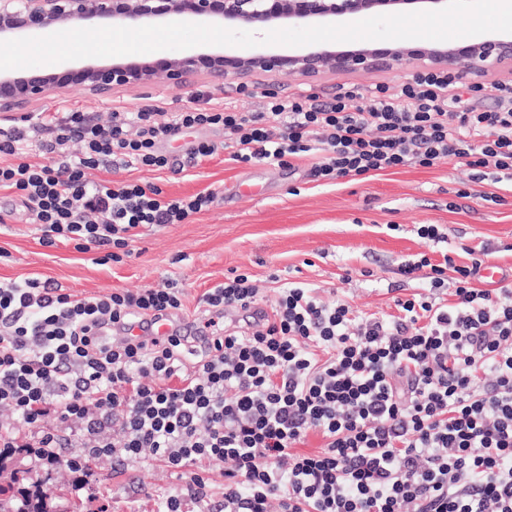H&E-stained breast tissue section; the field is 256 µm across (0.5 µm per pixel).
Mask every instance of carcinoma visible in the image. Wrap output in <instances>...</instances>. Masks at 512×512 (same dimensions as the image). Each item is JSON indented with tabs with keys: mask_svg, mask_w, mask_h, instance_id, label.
Returning a JSON list of instances; mask_svg holds the SVG:
<instances>
[{
	"mask_svg": "<svg viewBox=\"0 0 512 512\" xmlns=\"http://www.w3.org/2000/svg\"><path fill=\"white\" fill-rule=\"evenodd\" d=\"M25 454L22 448H0V477L10 480L9 488L0 487V512H59L42 480L20 468V457Z\"/></svg>",
	"mask_w": 512,
	"mask_h": 512,
	"instance_id": "carcinoma-1",
	"label": "carcinoma"
}]
</instances>
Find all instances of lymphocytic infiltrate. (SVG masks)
I'll return each instance as SVG.
<instances>
[{"label": "lymphocytic infiltrate", "mask_w": 512, "mask_h": 512, "mask_svg": "<svg viewBox=\"0 0 512 512\" xmlns=\"http://www.w3.org/2000/svg\"><path fill=\"white\" fill-rule=\"evenodd\" d=\"M483 91L442 70L376 85L363 108L345 91L325 103L272 93L258 113L195 100L173 112L116 110L106 125L69 110L0 131L11 158L0 190L35 215L42 245L102 248L117 262L140 230L187 223L212 197L91 183L86 170L168 167L161 144L198 128L222 129L224 142L193 144V166L223 148L236 163L311 158L314 177L331 182L448 159L465 161L473 181L511 182L512 82L493 86L491 111L477 104ZM74 138L78 156L66 151ZM485 263L481 252L467 266L448 255L402 265L408 278L425 272L432 291L396 300L391 319L360 318L301 287L280 289L260 312L248 276L232 274L202 297L212 334L190 365L191 337L126 333L181 310L176 283L81 297L37 278L1 281L0 409L38 428L51 416L78 423L85 458L183 474L159 512L207 497L192 471L205 460L232 463L224 512H267L274 495L280 512H512V286L477 287ZM446 289L453 303L442 302ZM240 310L255 312L254 328L224 329ZM312 433L322 451L297 453Z\"/></svg>", "instance_id": "obj_1"}]
</instances>
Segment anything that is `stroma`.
<instances>
[{
	"label": "stroma",
	"mask_w": 512,
	"mask_h": 512,
	"mask_svg": "<svg viewBox=\"0 0 512 512\" xmlns=\"http://www.w3.org/2000/svg\"><path fill=\"white\" fill-rule=\"evenodd\" d=\"M403 80L392 71L327 73L314 81L257 74L243 91L231 81L219 87L201 79L188 88L157 82L120 87L104 97L82 90L53 92L32 105L29 115L35 119L43 112L79 109L104 123L116 109L172 112L199 94L214 104L231 101L240 111L257 112L271 91L314 93L327 101L348 89L358 92L362 106L375 85ZM223 139L219 128L194 130L163 144L172 168L121 169L109 175L115 181L158 185L171 196L213 195L189 223L143 230L118 263H100L98 251L83 253L66 241L42 246L34 217L18 199L0 192V210L11 214L8 223L0 224V281L38 277L81 296L173 281L184 292L177 319L186 325L197 323L205 291L233 271L249 276L262 309H271L279 289L293 284L313 289L325 304L347 303L363 317L397 315L396 299L427 292L428 279L398 272L404 262L424 256L437 263L447 254L462 265L469 261V250L485 249L489 263L512 283V183H473L462 161L405 166L328 185L316 180L306 160L242 164L219 155L200 167L179 169L192 144ZM464 189L469 197H461ZM423 224L437 225L443 241L420 238ZM228 468L216 461L195 466L209 497L186 501L185 512H216ZM90 470L79 486L67 483L64 466L53 473L46 488L58 495L64 512L72 507L78 512H158L162 500L179 493L184 483L165 467L131 460L103 457L92 461Z\"/></svg>",
	"instance_id": "1"
}]
</instances>
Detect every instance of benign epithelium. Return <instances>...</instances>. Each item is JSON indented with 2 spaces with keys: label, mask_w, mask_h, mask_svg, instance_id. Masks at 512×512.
<instances>
[{
  "label": "benign epithelium",
  "mask_w": 512,
  "mask_h": 512,
  "mask_svg": "<svg viewBox=\"0 0 512 512\" xmlns=\"http://www.w3.org/2000/svg\"><path fill=\"white\" fill-rule=\"evenodd\" d=\"M446 0H0V41L44 36L64 26L102 20L110 26L191 22L255 31L273 24L301 27L342 23L365 14H394L406 4L444 6ZM512 66V34L484 36L462 44L365 40L347 48L267 49L242 53L180 51L139 61L63 63L0 71V112H23L54 91L83 90L107 96L117 86H145L166 79L188 87L199 76L219 85L255 73L313 79L333 74L448 69L481 81L497 67Z\"/></svg>",
  "instance_id": "benign-epithelium-1"
}]
</instances>
